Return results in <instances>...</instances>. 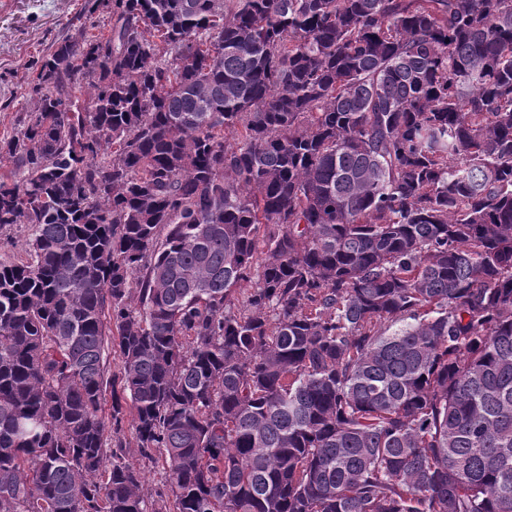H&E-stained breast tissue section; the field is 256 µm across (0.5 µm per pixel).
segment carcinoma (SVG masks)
Returning <instances> with one entry per match:
<instances>
[{"label": "carcinoma", "mask_w": 512, "mask_h": 512, "mask_svg": "<svg viewBox=\"0 0 512 512\" xmlns=\"http://www.w3.org/2000/svg\"><path fill=\"white\" fill-rule=\"evenodd\" d=\"M98 10L0 140V512H512V0ZM27 232L23 229H17L7 238L0 235V260H14L25 257L24 242ZM11 240L6 242V240ZM126 440L127 442H130V447L127 448V451L129 453V459L135 463L137 466H139L146 475V491L147 492H153L156 488L161 487L164 482V475L160 469V467H156L153 464H151L148 461H145L139 457L137 454V448H132L133 446V435L132 431L127 428L126 429Z\"/></svg>", "instance_id": "1"}]
</instances>
